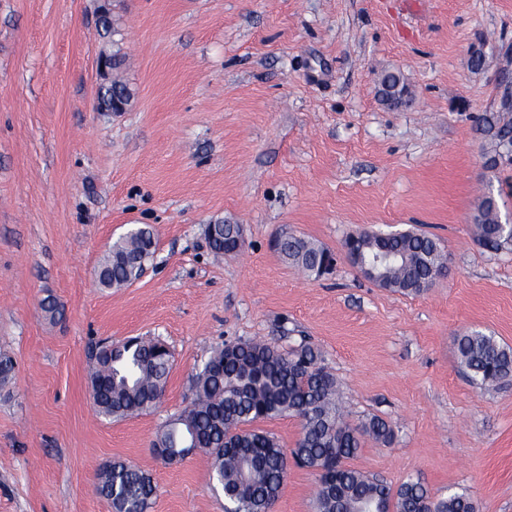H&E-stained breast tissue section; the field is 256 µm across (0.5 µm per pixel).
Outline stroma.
Instances as JSON below:
<instances>
[{"label": "stroma", "mask_w": 512, "mask_h": 512, "mask_svg": "<svg viewBox=\"0 0 512 512\" xmlns=\"http://www.w3.org/2000/svg\"><path fill=\"white\" fill-rule=\"evenodd\" d=\"M109 8L112 38L99 34ZM482 51L485 65L470 57ZM121 52L125 111L99 106L100 53ZM401 71L394 109L378 81ZM512 74V0H0V512H113L97 475L148 473V512H224L211 459L157 457L190 377L222 343L318 346L349 423L376 416L349 467L435 497L467 490L477 512H512V382L473 385L455 338L512 348V251L473 234L479 200L512 216V164L485 165L482 119ZM242 225L214 259L205 229ZM135 225L153 259L131 285L95 271ZM437 236L447 268L415 295L379 287L347 259L364 231ZM293 234L340 259L313 280L273 246ZM53 296L62 315L40 303ZM164 340L159 404L106 419L90 397L102 339ZM317 475L289 466L270 512H314Z\"/></svg>", "instance_id": "stroma-1"}]
</instances>
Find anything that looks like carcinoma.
Here are the masks:
<instances>
[{
  "label": "carcinoma",
  "mask_w": 512,
  "mask_h": 512,
  "mask_svg": "<svg viewBox=\"0 0 512 512\" xmlns=\"http://www.w3.org/2000/svg\"><path fill=\"white\" fill-rule=\"evenodd\" d=\"M383 98L395 107L407 106L412 96L399 72L380 79ZM130 100L131 92L118 79L100 93V99ZM485 119L489 146L487 163L494 168L512 141V104ZM477 239L487 248L512 250V231L502 227L497 200L486 195L474 215ZM241 225L210 224L206 238L211 252L221 257L237 251ZM347 259L373 261L379 251L395 255L376 263L371 280L395 292L418 294L446 270L440 241L416 232L361 233L345 243ZM276 249L289 264L318 280L333 261L327 248L293 235L277 240ZM154 254L151 229L131 228L112 243L96 270L102 288H121L139 278ZM460 364L478 387L495 386L512 379V348L480 331L455 339ZM172 363V353L158 339L100 346L89 357L92 399L99 415L125 418L154 408L160 401ZM190 405L165 423L153 447L163 460L196 441L212 459L214 489L224 494V512H269L287 477L288 459L318 474L316 512H476L470 494L455 491L433 497L420 480L412 478L394 488L375 477L345 465L367 435L386 444L391 429L372 417L351 425L338 403L336 378L322 365V354L309 342L283 351L265 341L227 342L217 348L192 376ZM300 419L301 434L295 448L285 452L270 435L246 425L283 415ZM98 493L115 512H148L155 494L149 475L123 461H114L97 476Z\"/></svg>",
  "instance_id": "obj_1"
}]
</instances>
